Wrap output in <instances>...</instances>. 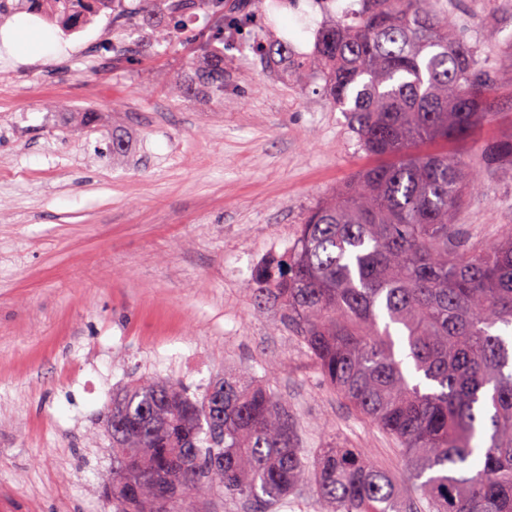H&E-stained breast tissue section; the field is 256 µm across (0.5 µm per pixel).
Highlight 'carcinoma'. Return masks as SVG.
Listing matches in <instances>:
<instances>
[{"instance_id":"obj_1","label":"carcinoma","mask_w":512,"mask_h":512,"mask_svg":"<svg viewBox=\"0 0 512 512\" xmlns=\"http://www.w3.org/2000/svg\"><path fill=\"white\" fill-rule=\"evenodd\" d=\"M197 16L203 64L191 84L224 101V41L250 15L224 0H143L150 14ZM352 23L327 19L315 51L288 70L316 73L363 150L380 163L354 172L308 211L300 239L256 271L258 310L306 348L327 385L401 450V489L360 448L330 443L311 462L288 403L234 370L192 396L178 381L136 377L112 400L115 512H198L216 492L269 512L304 486L316 512H512V227L468 247L453 214L478 192L469 163L422 143L467 138L490 120L494 75L448 27L437 0H362ZM118 0H0V23L26 12L62 29L92 21ZM147 38L168 43L154 22ZM274 62L288 43L258 44ZM485 166L512 169V132L481 148Z\"/></svg>"}]
</instances>
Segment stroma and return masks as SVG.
Wrapping results in <instances>:
<instances>
[{"label": "stroma", "instance_id": "stroma-1", "mask_svg": "<svg viewBox=\"0 0 512 512\" xmlns=\"http://www.w3.org/2000/svg\"><path fill=\"white\" fill-rule=\"evenodd\" d=\"M244 2L253 24L225 51L220 103L167 93L168 78L191 74L198 19L170 43L139 42L131 64L104 51L108 16L55 30V53L0 62V512H113L105 418L113 391L141 375L196 394L230 369L267 376L307 452L346 443L408 484L397 444L248 293L296 245L306 213L371 162L320 78L289 83L251 46L312 53L325 10L349 16L361 0ZM439 5L496 74L491 121L448 146L480 184L454 216L480 247L512 224V170L485 168L477 151L512 130V0ZM87 107L98 126L70 132L68 113ZM116 129L131 134L121 161Z\"/></svg>", "mask_w": 512, "mask_h": 512}]
</instances>
